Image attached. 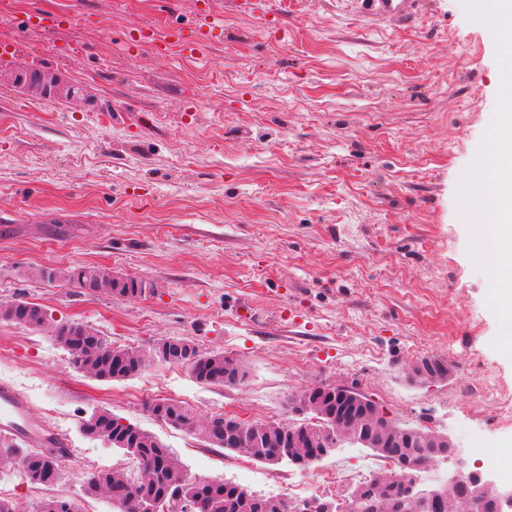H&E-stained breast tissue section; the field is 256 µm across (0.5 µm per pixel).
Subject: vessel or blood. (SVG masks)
<instances>
[{"label":"vessel or blood","instance_id":"b4317fda","mask_svg":"<svg viewBox=\"0 0 512 512\" xmlns=\"http://www.w3.org/2000/svg\"><path fill=\"white\" fill-rule=\"evenodd\" d=\"M368 13L378 19L398 22L410 21L418 12L419 0H363ZM197 23L192 33L174 29L169 31L164 43L196 53L211 42L217 26L207 8H199ZM71 13L46 16L39 13L28 16L26 25L40 29H61L75 22ZM0 438L20 441L31 448L61 447V440L43 423L34 419L27 402L11 387L0 385Z\"/></svg>","mask_w":512,"mask_h":512}]
</instances>
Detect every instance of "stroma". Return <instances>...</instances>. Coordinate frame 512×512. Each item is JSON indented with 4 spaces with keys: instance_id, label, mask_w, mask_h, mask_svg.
<instances>
[{
    "instance_id": "stroma-1",
    "label": "stroma",
    "mask_w": 512,
    "mask_h": 512,
    "mask_svg": "<svg viewBox=\"0 0 512 512\" xmlns=\"http://www.w3.org/2000/svg\"><path fill=\"white\" fill-rule=\"evenodd\" d=\"M261 2L283 12L280 29L211 0L223 27L206 48L133 57L126 31L193 30L196 0H0L18 20L76 14L58 34L0 37L17 62L85 88L65 101L0 83V303L25 298L51 323L81 320L143 351L184 337L246 373L210 386L156 361L101 382L50 333L0 321V383L81 459L47 488L0 458V497L16 512L51 496L112 512L82 496L89 473L126 462L79 431L99 407L155 434L185 473L263 495L275 480L375 460L347 444L307 468H242L237 453L150 415L160 398L202 420L255 406L286 421L308 387L346 386L390 420L448 433L457 469H480L477 450L512 448V423L483 392L490 379L512 398V359L492 347L490 280L457 203L496 106V44L463 0H424L407 25L366 15L361 0ZM80 265L153 290L124 301L35 275ZM427 356L448 362L446 381L413 377Z\"/></svg>"
}]
</instances>
